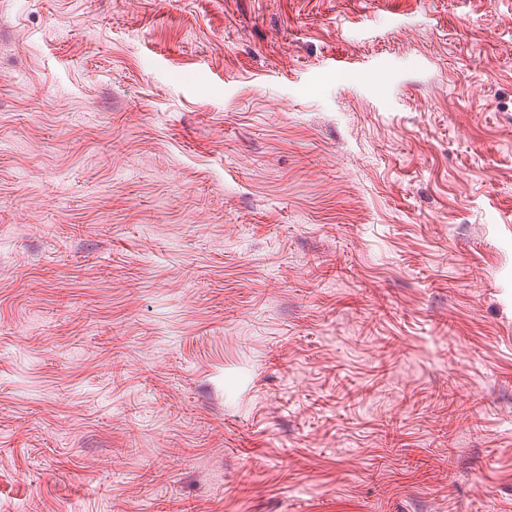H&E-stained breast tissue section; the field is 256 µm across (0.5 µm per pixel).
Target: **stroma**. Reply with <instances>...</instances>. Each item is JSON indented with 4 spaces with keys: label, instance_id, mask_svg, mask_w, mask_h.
<instances>
[{
    "label": "stroma",
    "instance_id": "obj_1",
    "mask_svg": "<svg viewBox=\"0 0 512 512\" xmlns=\"http://www.w3.org/2000/svg\"><path fill=\"white\" fill-rule=\"evenodd\" d=\"M182 504L512 512V0H0V512Z\"/></svg>",
    "mask_w": 512,
    "mask_h": 512
}]
</instances>
